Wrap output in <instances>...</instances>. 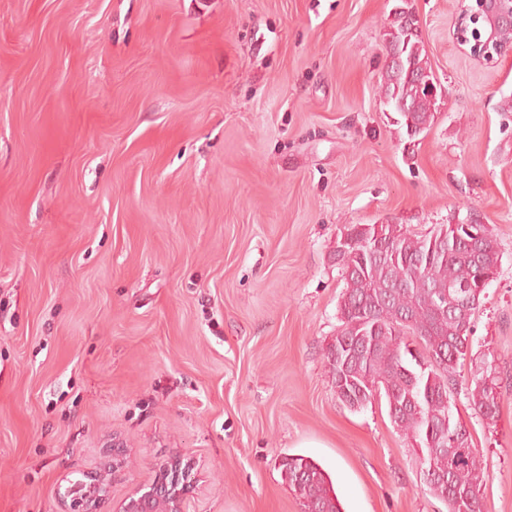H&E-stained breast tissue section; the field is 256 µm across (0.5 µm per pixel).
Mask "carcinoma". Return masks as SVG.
I'll return each mask as SVG.
<instances>
[{
	"label": "carcinoma",
	"instance_id": "1",
	"mask_svg": "<svg viewBox=\"0 0 512 512\" xmlns=\"http://www.w3.org/2000/svg\"><path fill=\"white\" fill-rule=\"evenodd\" d=\"M399 12L387 33V65L380 85L384 106L398 113L407 135L429 128L433 98L418 93L414 78L430 69L422 42L406 33ZM476 254L465 243L461 224H443L416 233L401 224H351L345 235L355 243L342 267L345 283L336 336L326 359L336 398L360 400L384 392L393 424L419 445L421 469L432 472L427 491L448 512H483L482 487L488 474L467 429L453 418L455 368L471 349L460 335L472 323L457 307L462 296L483 298V278L498 270L500 252L489 228ZM500 376L495 361L483 360L468 395L482 420L498 418ZM282 473L304 512H342L332 481L318 464L289 456Z\"/></svg>",
	"mask_w": 512,
	"mask_h": 512
}]
</instances>
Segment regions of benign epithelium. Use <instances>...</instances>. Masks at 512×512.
<instances>
[{
  "instance_id": "7a95c632",
  "label": "benign epithelium",
  "mask_w": 512,
  "mask_h": 512,
  "mask_svg": "<svg viewBox=\"0 0 512 512\" xmlns=\"http://www.w3.org/2000/svg\"><path fill=\"white\" fill-rule=\"evenodd\" d=\"M511 32L512 0H461L457 41L469 46L471 56L494 63L512 48V40L502 39ZM192 471V463L181 456L160 465L152 483L129 493L117 512H154V503L160 499L169 502L168 512H184L183 505L196 486ZM110 484L111 478L104 473L84 475L64 493L71 498L68 512H98Z\"/></svg>"
}]
</instances>
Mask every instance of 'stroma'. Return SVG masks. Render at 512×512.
Wrapping results in <instances>:
<instances>
[{
    "label": "stroma",
    "instance_id": "stroma-1",
    "mask_svg": "<svg viewBox=\"0 0 512 512\" xmlns=\"http://www.w3.org/2000/svg\"><path fill=\"white\" fill-rule=\"evenodd\" d=\"M418 19L437 115L380 99L386 34ZM458 0H0V512H62L112 471L116 512L174 455L184 512H302L282 459L343 512H447L385 400L345 406L325 351L349 224L476 218L501 264L454 417L512 512V53L454 36ZM499 418L472 409L483 357ZM281 466L305 512H342L328 473L317 463L299 455L285 457Z\"/></svg>",
    "mask_w": 512,
    "mask_h": 512
}]
</instances>
